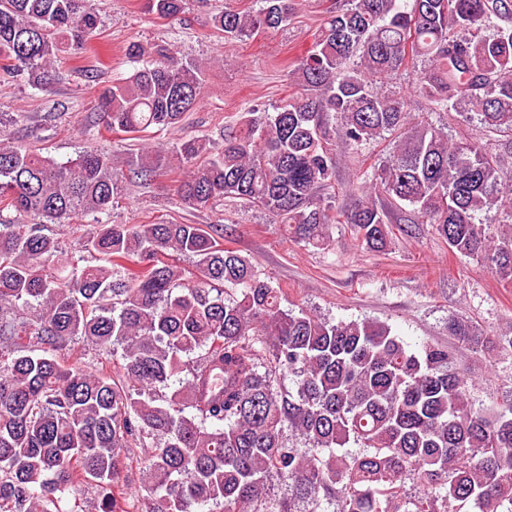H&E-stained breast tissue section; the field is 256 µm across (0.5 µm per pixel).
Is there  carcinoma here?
Segmentation results:
<instances>
[{"label": "carcinoma", "instance_id": "cac0c4a2", "mask_svg": "<svg viewBox=\"0 0 512 512\" xmlns=\"http://www.w3.org/2000/svg\"><path fill=\"white\" fill-rule=\"evenodd\" d=\"M185 5L145 0L168 20ZM292 14V0H261L213 23L243 40ZM488 25L494 34H474ZM98 36L90 0H0V72L31 87ZM127 54L136 67L100 94V123L134 138L177 127L200 102L201 65L166 45L132 42ZM417 57L428 60L416 90L429 111L480 120L512 153V0H347L294 62L296 95L273 113L248 105L216 156L201 138L177 144L173 195L194 209L240 199L291 241L326 249L338 223L322 197L335 120L353 145L395 139L372 176L387 205L343 214L362 244L387 246L402 203L452 252L511 280L503 158L448 140L404 97L377 91ZM25 119L0 113V211L31 219H0V512H85L66 508L79 483L99 488L97 512H133L124 471L148 440L147 512H512V405L475 407L450 352H413L383 323L281 307L282 289L216 230L113 222L125 176L111 156L93 148L58 162L4 136ZM160 157L136 155L129 174L150 181ZM491 211L495 233L482 222ZM89 215L97 229L78 246L100 263L56 274L48 225ZM448 331L477 353L512 352V337L462 318ZM80 339L120 373L68 363ZM349 442L358 451L342 450Z\"/></svg>", "mask_w": 512, "mask_h": 512}]
</instances>
